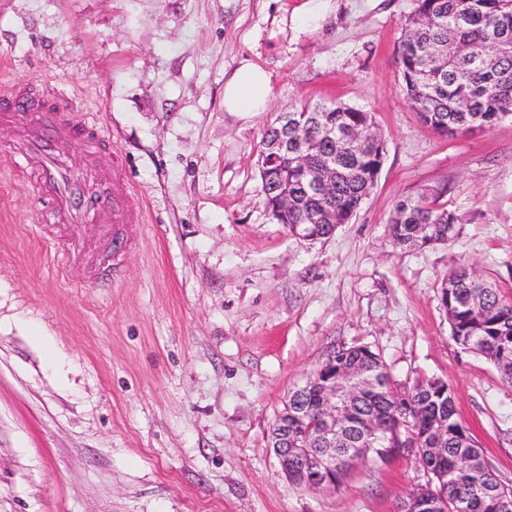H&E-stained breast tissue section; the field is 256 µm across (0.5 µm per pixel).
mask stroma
I'll return each mask as SVG.
<instances>
[{"label": "stroma", "mask_w": 512, "mask_h": 512, "mask_svg": "<svg viewBox=\"0 0 512 512\" xmlns=\"http://www.w3.org/2000/svg\"><path fill=\"white\" fill-rule=\"evenodd\" d=\"M415 0H0V82L55 88L104 131L143 206L112 281L109 248L59 238L0 162V512H396L428 476L401 450L335 488L294 484L268 446L290 392L338 345L392 379L452 388L488 466L512 485V386L461 351L441 304L468 266L512 296V119L447 137L410 107L396 63ZM266 111L224 109L241 62ZM371 112L377 184L333 235L269 214L263 133L301 104ZM429 193L453 242L396 247L398 200Z\"/></svg>", "instance_id": "35a3bbf8"}]
</instances>
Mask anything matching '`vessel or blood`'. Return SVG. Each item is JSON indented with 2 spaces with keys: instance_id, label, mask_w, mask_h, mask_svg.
Masks as SVG:
<instances>
[{
  "instance_id": "obj_1",
  "label": "vessel or blood",
  "mask_w": 512,
  "mask_h": 512,
  "mask_svg": "<svg viewBox=\"0 0 512 512\" xmlns=\"http://www.w3.org/2000/svg\"><path fill=\"white\" fill-rule=\"evenodd\" d=\"M1 126L11 127L17 137L7 161L21 165L29 191L49 201L46 215L50 223L70 226L79 220L92 225L106 212L116 224L140 218L142 210L128 184L108 166L109 154L100 147L103 134L80 135L72 108L62 95L46 88L37 100L14 85L1 84ZM61 143L75 145L99 167L104 177L99 197L82 198L77 190L82 170L62 160L57 149Z\"/></svg>"
}]
</instances>
